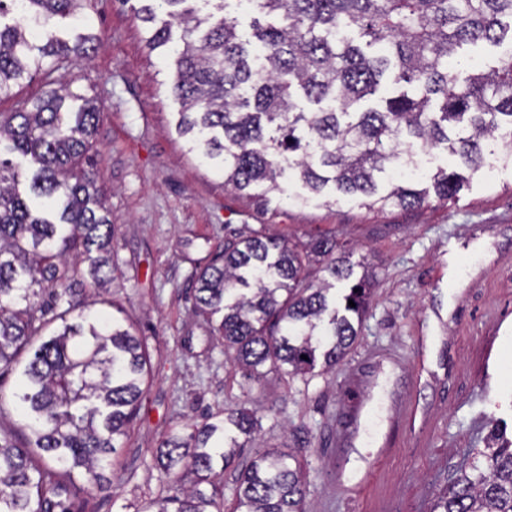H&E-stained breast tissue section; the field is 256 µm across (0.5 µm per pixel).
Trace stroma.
<instances>
[{
  "instance_id": "35a3bbf8",
  "label": "stroma",
  "mask_w": 512,
  "mask_h": 512,
  "mask_svg": "<svg viewBox=\"0 0 512 512\" xmlns=\"http://www.w3.org/2000/svg\"><path fill=\"white\" fill-rule=\"evenodd\" d=\"M84 15L96 41L74 62L72 88L105 106L89 154L121 269L103 312L122 307L151 365L110 487L87 494L91 512H142L174 494L153 464L160 441L239 408L259 427L224 473L225 500L255 453L277 448L296 454L309 512H430L490 422L512 434V164L471 174L447 201L382 212L356 197L328 207L261 186L225 190L222 171L176 132L173 58L148 52L120 0H92ZM246 226L348 243L350 263L375 272L359 336L335 369L245 379L191 315L199 265Z\"/></svg>"
}]
</instances>
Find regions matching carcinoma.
Instances as JSON below:
<instances>
[{
  "instance_id": "1",
  "label": "carcinoma",
  "mask_w": 512,
  "mask_h": 512,
  "mask_svg": "<svg viewBox=\"0 0 512 512\" xmlns=\"http://www.w3.org/2000/svg\"><path fill=\"white\" fill-rule=\"evenodd\" d=\"M88 2L0 0V97L35 76L48 86L0 113V373L17 375L20 415L0 428V512H80L85 486L105 488L103 471L145 393L142 341L80 299L108 289L117 270L106 196L84 168L104 105L68 79L94 36L69 43L53 31L59 19L82 23ZM139 2L148 50L176 55V130L224 171L226 187L283 193L288 174L325 205L330 187L370 209L414 208L466 183L442 168L429 189L396 176L415 152L441 147L475 172L512 139V50L464 78L455 61L467 42L512 44V0ZM233 3L257 6L251 33ZM384 80L414 94L359 110ZM337 248L318 239L301 252L263 227L228 238L196 276L192 314L249 378L333 368L359 336L370 291ZM320 257L328 277L315 281L307 264ZM338 283L348 285L340 307L330 295ZM257 427L237 409L163 439L154 462L174 476L176 494L155 512H224V470ZM237 481L230 512H306L292 454H261ZM431 512H512V440L472 449L470 471Z\"/></svg>"
}]
</instances>
